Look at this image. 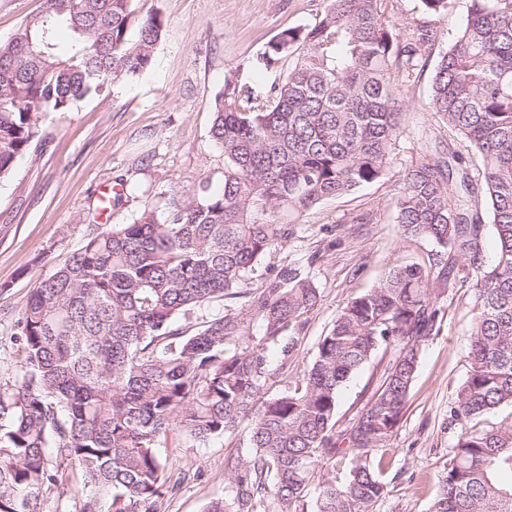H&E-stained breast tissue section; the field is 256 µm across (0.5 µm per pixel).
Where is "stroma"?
I'll use <instances>...</instances> for the list:
<instances>
[{"instance_id": "stroma-1", "label": "stroma", "mask_w": 512, "mask_h": 512, "mask_svg": "<svg viewBox=\"0 0 512 512\" xmlns=\"http://www.w3.org/2000/svg\"><path fill=\"white\" fill-rule=\"evenodd\" d=\"M328 0H137L139 14L163 21L151 65L136 79L108 84L70 108L43 113L42 137L0 180V386L20 376L14 325L36 283L80 249L89 234L126 224L144 208L165 216L170 197L199 185L220 186L224 152L210 136L213 112L231 75L260 83L252 65L287 28L314 24ZM431 71L416 79L400 153L380 181L328 200L303 217L296 233L259 264L248 288L293 268L313 280L321 299L304 315L298 342L275 368L269 396L294 389L339 311L372 288L395 262H426L432 245L402 236L395 202L399 173L435 138L452 133L427 110ZM439 334L422 347L402 421L378 454L386 463L385 498L374 512H431L437 475L459 431L449 408L468 370L474 311L472 282L449 289ZM395 357L380 347L343 385L336 436L376 398ZM248 425L195 442L173 428L159 450L169 471L187 479L164 500V512H206L211 501L241 490L224 482L229 459L247 453ZM80 473L45 489L40 512H78Z\"/></svg>"}]
</instances>
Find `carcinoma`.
<instances>
[{
	"mask_svg": "<svg viewBox=\"0 0 512 512\" xmlns=\"http://www.w3.org/2000/svg\"><path fill=\"white\" fill-rule=\"evenodd\" d=\"M385 0H330L307 28L271 39L257 90L225 79L210 129L224 151L217 190L145 208L89 235L33 288L21 319L20 378L0 391V512H38L47 484L83 476L80 512H159L170 489L159 441L175 426L205 444L250 420L249 453L224 481L252 493L207 512H373L387 493L378 449L403 416L448 289L475 279L469 370L449 410L461 426L432 512H512V422H469L512 406V0H468L440 54L428 111L454 131L399 175L404 236L436 247L352 298L318 344L301 386L265 397L268 349L286 365L319 290L296 270L191 331L180 314L236 298L262 258L312 208L383 178L397 158L410 78L440 30L403 36ZM447 19L457 0H418ZM71 34L68 52L57 32ZM163 28L135 0H44L0 46V179L38 138L40 118L153 59ZM496 240L481 262L485 220ZM260 324L262 335L250 334ZM398 347L379 393L336 440L343 384L381 345ZM318 480L312 489V480Z\"/></svg>",
	"mask_w": 512,
	"mask_h": 512,
	"instance_id": "1",
	"label": "carcinoma"
}]
</instances>
